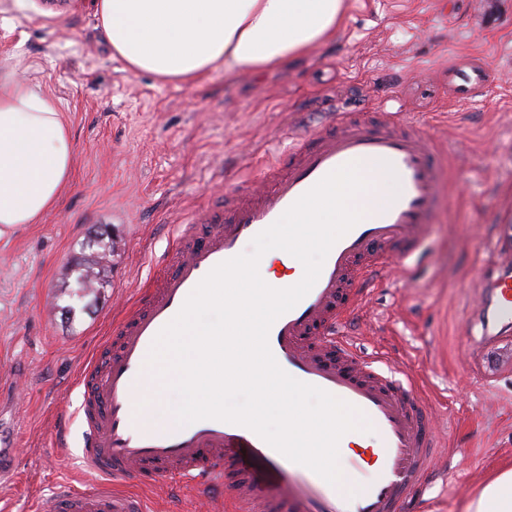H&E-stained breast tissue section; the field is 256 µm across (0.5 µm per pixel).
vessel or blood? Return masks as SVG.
I'll return each instance as SVG.
<instances>
[{
  "instance_id": "obj_1",
  "label": "vessel or blood",
  "mask_w": 512,
  "mask_h": 512,
  "mask_svg": "<svg viewBox=\"0 0 512 512\" xmlns=\"http://www.w3.org/2000/svg\"><path fill=\"white\" fill-rule=\"evenodd\" d=\"M490 77L488 69L470 66L450 71L448 81L457 98L468 100ZM353 162L390 164L400 191L334 244L314 286L276 319L268 336L285 372L357 407L371 424V452L339 459L351 485L328 483L241 425L215 419L145 423L142 394L155 376L146 360L157 334L216 265L240 255L243 242L331 171ZM260 179L257 185L242 179L205 219L174 226L157 270L114 317L108 357L93 359L80 375L78 454L92 486L60 485L36 512H151L148 500L119 490V483L153 488L172 478L214 512H405L410 492L429 482L445 445L433 406L416 393L412 378L360 355L334 331L390 264L417 252L444 187L437 141L421 124L389 112L372 124L342 112L328 128L295 137L287 157L264 166ZM480 299L492 303L499 324L512 325L511 277L482 282ZM17 446L16 435L0 431V480L12 476Z\"/></svg>"
}]
</instances>
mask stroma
<instances>
[{
    "instance_id": "obj_1",
    "label": "stroma",
    "mask_w": 512,
    "mask_h": 512,
    "mask_svg": "<svg viewBox=\"0 0 512 512\" xmlns=\"http://www.w3.org/2000/svg\"><path fill=\"white\" fill-rule=\"evenodd\" d=\"M7 60L60 100L74 164L59 206L0 238V422L20 448L0 512H34L58 484L86 485L77 384L105 352L116 309L151 277L174 225L204 217L233 177L285 157L325 112L420 122L447 159L449 192L417 259L389 267L349 328L363 354L410 370L435 405L446 447L415 512H464L512 460V371L470 373L478 280L512 232V0H346L335 36L307 54L256 75L216 70L196 87L129 72L94 0H0ZM469 61L493 81L463 101L448 72ZM95 235L115 244L111 286L70 319L62 291ZM62 418L65 448L53 434Z\"/></svg>"
}]
</instances>
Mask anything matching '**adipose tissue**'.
<instances>
[{"label":"adipose tissue","mask_w":512,"mask_h":512,"mask_svg":"<svg viewBox=\"0 0 512 512\" xmlns=\"http://www.w3.org/2000/svg\"><path fill=\"white\" fill-rule=\"evenodd\" d=\"M345 0H96L112 51L135 74L196 85L211 72H259L305 54L331 37ZM73 146L58 99L0 65V236L38 224L56 208L72 171ZM318 242L299 239L259 254L270 287H288L291 255L306 259ZM465 512H512V468L503 467Z\"/></svg>","instance_id":"obj_1"}]
</instances>
